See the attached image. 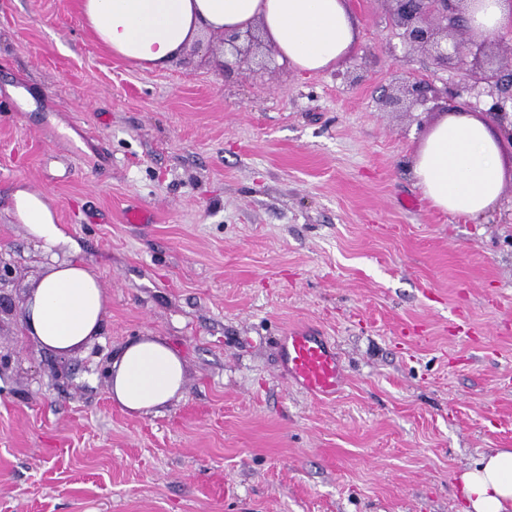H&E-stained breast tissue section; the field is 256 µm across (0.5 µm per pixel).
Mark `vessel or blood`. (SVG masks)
Returning a JSON list of instances; mask_svg holds the SVG:
<instances>
[{
	"label": "vessel or blood",
	"instance_id": "1",
	"mask_svg": "<svg viewBox=\"0 0 512 512\" xmlns=\"http://www.w3.org/2000/svg\"><path fill=\"white\" fill-rule=\"evenodd\" d=\"M280 348L285 376L310 396L332 398L340 391L344 382L340 358L325 337L297 329L282 336Z\"/></svg>",
	"mask_w": 512,
	"mask_h": 512
}]
</instances>
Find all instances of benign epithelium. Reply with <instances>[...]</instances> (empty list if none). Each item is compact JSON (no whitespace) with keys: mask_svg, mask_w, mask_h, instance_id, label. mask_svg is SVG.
<instances>
[{"mask_svg":"<svg viewBox=\"0 0 512 512\" xmlns=\"http://www.w3.org/2000/svg\"><path fill=\"white\" fill-rule=\"evenodd\" d=\"M390 15L402 31V39L410 46H419L439 66L452 60L455 65H466L468 43L448 40L450 33L464 30L465 9L468 0H387ZM404 96L412 102L441 99V93L423 81L402 86ZM464 90L492 99L489 113L512 144V76L498 71L470 67Z\"/></svg>","mask_w":512,"mask_h":512,"instance_id":"obj_1","label":"benign epithelium"}]
</instances>
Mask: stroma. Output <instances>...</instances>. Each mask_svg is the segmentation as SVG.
Here are the masks:
<instances>
[{"mask_svg": "<svg viewBox=\"0 0 512 512\" xmlns=\"http://www.w3.org/2000/svg\"><path fill=\"white\" fill-rule=\"evenodd\" d=\"M357 51L308 74L206 35L162 70L115 57L79 0H0V512H459L457 482L512 448V179L474 224L434 209L411 155L443 112L382 103L456 66L404 44L386 0H349ZM49 195L72 245L15 214ZM152 220L126 223L130 205ZM83 259L100 336L62 357L24 335L32 286ZM335 341L315 400L277 338ZM164 340L186 383L159 412L112 401L128 341Z\"/></svg>", "mask_w": 512, "mask_h": 512, "instance_id": "obj_1", "label": "stroma"}]
</instances>
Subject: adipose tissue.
Returning a JSON list of instances; mask_svg holds the SVG:
<instances>
[{
    "instance_id": "adipose-tissue-1",
    "label": "adipose tissue",
    "mask_w": 512,
    "mask_h": 512,
    "mask_svg": "<svg viewBox=\"0 0 512 512\" xmlns=\"http://www.w3.org/2000/svg\"><path fill=\"white\" fill-rule=\"evenodd\" d=\"M86 24L118 58L167 68L206 33L260 30L280 62L304 72L336 68L360 42L347 0H81ZM469 29L492 41L512 30V0H475ZM423 196L443 212L480 220L498 206L506 167L499 133L484 119L458 109L439 119L412 158ZM17 215L45 250L66 244L47 196L17 189ZM106 296L96 270L75 258L51 266L38 280L23 319L37 343L66 355L98 336ZM183 358L155 336L124 345L110 368L112 399L132 414L165 406L180 393ZM460 512H512V449L484 452L459 477Z\"/></svg>"
}]
</instances>
